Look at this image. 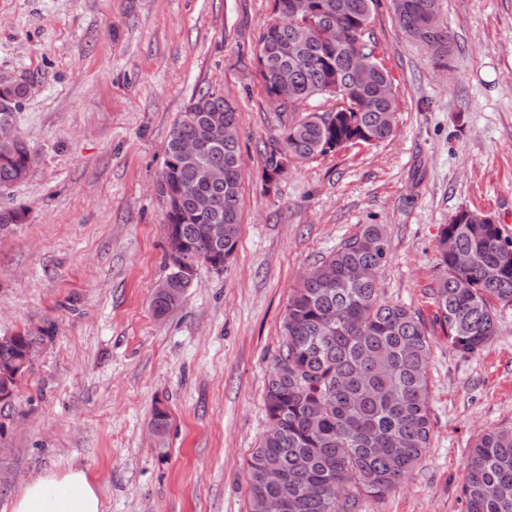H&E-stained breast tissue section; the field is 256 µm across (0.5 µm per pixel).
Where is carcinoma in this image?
Instances as JSON below:
<instances>
[{
    "label": "carcinoma",
    "instance_id": "carcinoma-1",
    "mask_svg": "<svg viewBox=\"0 0 512 512\" xmlns=\"http://www.w3.org/2000/svg\"><path fill=\"white\" fill-rule=\"evenodd\" d=\"M374 2L274 0V19L259 40L257 64L270 100L283 76L295 87L297 100L277 104L282 144L265 150L264 179L281 176L286 159L309 161L335 147L378 144L396 135L399 103L392 76L367 40ZM391 5L406 35L440 56L448 52L447 27L431 33L423 26L441 0H391ZM331 24L348 32L347 43L330 42ZM356 49L370 56L369 80L355 92L358 111L345 106L342 94ZM320 96L336 98V108L297 114L298 104ZM24 99L25 84L0 85V125L10 123ZM216 107L223 109V123L237 125L235 109L223 94L199 92L173 124L157 185L160 200H181L165 212L166 223L204 263L219 248L206 235L209 224L224 225V261L237 248L239 139L226 141L224 130L213 129L212 144L196 163L178 167L171 158L178 141L204 130L206 115ZM28 154L19 139L0 141V190L27 176ZM210 163L224 166L223 183L202 181L201 169ZM197 192L213 198L212 212L195 211L191 198ZM24 218L23 210L0 202V230ZM459 252L471 255L469 267L456 265ZM389 256L383 225L364 224L293 289L264 395L268 422L277 430L263 435L247 461L248 512H268L272 500L284 503L282 512H358L362 500L395 491L430 448L432 339L419 312L384 298L381 277ZM435 256V321L448 329L455 350L476 353L497 335L496 305H512V240L500 225L460 210L441 228ZM326 266L334 270L331 280L323 275ZM353 268L362 270L360 279L349 278ZM166 280L172 291L153 293L157 315L177 308L185 293L176 269ZM49 336L48 327L38 336H0V361L22 356L30 344ZM271 473L279 480L269 481ZM462 494L468 512H512V427L487 430L474 440Z\"/></svg>",
    "mask_w": 512,
    "mask_h": 512
}]
</instances>
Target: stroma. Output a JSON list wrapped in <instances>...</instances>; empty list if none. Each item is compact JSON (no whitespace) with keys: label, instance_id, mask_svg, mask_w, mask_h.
Segmentation results:
<instances>
[{"label":"stroma","instance_id":"stroma-1","mask_svg":"<svg viewBox=\"0 0 512 512\" xmlns=\"http://www.w3.org/2000/svg\"><path fill=\"white\" fill-rule=\"evenodd\" d=\"M272 4L0 0V76L31 86L11 126L34 154L0 192L26 213L0 232V336L52 330L0 408V512L29 481L71 468L94 480L102 512H247L288 298L364 224L390 241L386 299L420 312L432 337L433 432L406 482L359 512H467L473 439L512 426V305L482 351L453 349L434 321L433 247L462 209L512 238V0H442L441 59L378 0L370 32L398 94L395 137L287 164L268 189L262 154L282 127L254 53ZM206 89L238 114L239 241L224 271L198 264L160 318L151 299L170 268L154 188L174 121Z\"/></svg>","mask_w":512,"mask_h":512}]
</instances>
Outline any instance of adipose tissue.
I'll return each instance as SVG.
<instances>
[{
	"label": "adipose tissue",
	"instance_id": "obj_1",
	"mask_svg": "<svg viewBox=\"0 0 512 512\" xmlns=\"http://www.w3.org/2000/svg\"><path fill=\"white\" fill-rule=\"evenodd\" d=\"M12 512H101V500L87 473L71 469L28 482L14 499Z\"/></svg>",
	"mask_w": 512,
	"mask_h": 512
}]
</instances>
